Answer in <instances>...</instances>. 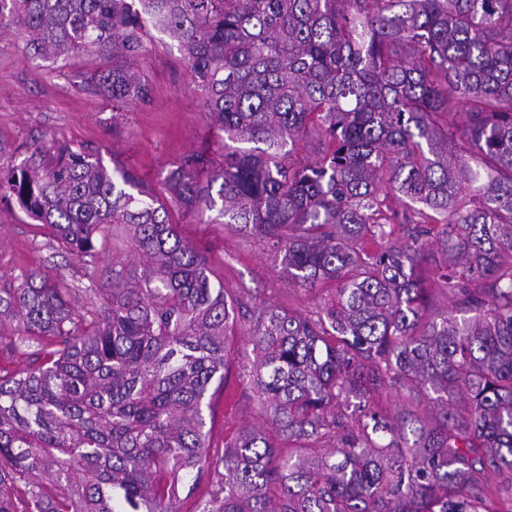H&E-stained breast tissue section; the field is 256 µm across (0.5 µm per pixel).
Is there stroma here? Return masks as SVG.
I'll use <instances>...</instances> for the list:
<instances>
[{"mask_svg":"<svg viewBox=\"0 0 512 512\" xmlns=\"http://www.w3.org/2000/svg\"><path fill=\"white\" fill-rule=\"evenodd\" d=\"M26 40L23 29L0 30V169L20 164L28 150L53 139L101 157L108 168L134 171L166 198L165 175L185 155L203 150L214 164L223 163L221 140L202 110L179 43L168 34L152 29L145 35L138 67L149 81L150 100L122 112L113 111L111 102L88 84L95 61L35 59L25 51ZM167 208L170 221L204 255L214 280L239 305L228 341L227 382L213 395L206 417L216 457L240 428H270L255 391L238 377L241 367L256 360L249 340L254 312L272 304L312 315L329 301L334 287L309 291L295 285L266 240L228 228L217 212L198 216L172 202ZM116 260L134 261L122 226L110 227L94 256L81 257L65 250L16 204L0 201V280L23 272L49 274L65 289L72 309L83 314L100 305L97 291L111 286ZM444 261L438 245L428 246L422 269L432 314L453 308V296L433 281Z\"/></svg>","mask_w":512,"mask_h":512,"instance_id":"1","label":"stroma"}]
</instances>
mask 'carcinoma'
Listing matches in <instances>:
<instances>
[{
    "mask_svg": "<svg viewBox=\"0 0 512 512\" xmlns=\"http://www.w3.org/2000/svg\"><path fill=\"white\" fill-rule=\"evenodd\" d=\"M13 25L35 58L98 59L89 82L114 112L150 99L144 32L177 39L228 143L217 170L202 152L171 168V198L266 239L296 285L338 288L313 317L253 320L241 378L299 450L245 426L216 459L224 285L136 173L35 148L0 196L81 256L121 224L141 264L112 263L87 316L41 273L0 288V320L36 355L0 373V512L20 483L24 512H179L221 467L198 512H512V0H0ZM433 234L456 314L426 312ZM415 385L422 411L371 401Z\"/></svg>",
    "mask_w": 512,
    "mask_h": 512,
    "instance_id": "1",
    "label": "carcinoma"
}]
</instances>
